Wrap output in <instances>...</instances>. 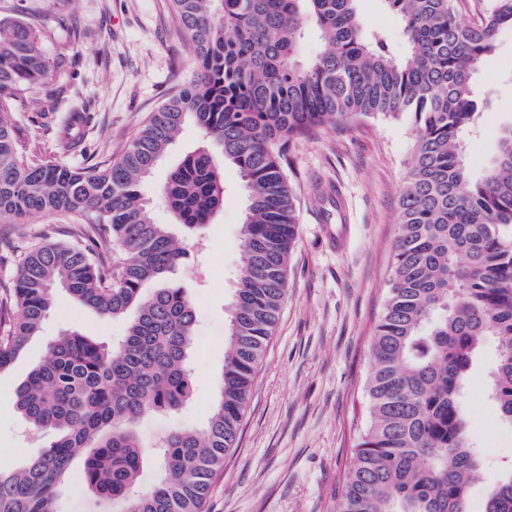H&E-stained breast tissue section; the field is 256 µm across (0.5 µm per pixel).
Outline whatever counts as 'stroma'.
Segmentation results:
<instances>
[{"label":"stroma","mask_w":512,"mask_h":512,"mask_svg":"<svg viewBox=\"0 0 512 512\" xmlns=\"http://www.w3.org/2000/svg\"><path fill=\"white\" fill-rule=\"evenodd\" d=\"M0 13L41 15L42 49L51 79L70 86L92 114L82 150L58 156L53 126L34 128L30 151L37 160L72 166L106 164L119 156L172 86L190 82L196 53L172 19L170 0H0ZM63 67H56L58 58ZM494 85L498 98L484 113L465 154L480 174L512 123V32L500 33L495 53L476 76ZM186 125L142 190L153 200V218L185 240L188 252L171 278L186 289L196 316L189 403L145 416L135 434L153 451L170 430L203 429L224 363V334L241 266L245 196L233 166L224 168L223 209L212 224L187 232L159 197L170 172L204 145ZM414 130L405 120L356 119L325 125L292 143L284 165L297 196L298 237L290 258L288 292L274 336L256 376L238 448L213 480L206 512H336L354 448L366 422L365 383L370 343L389 293L391 252L399 197L409 174ZM82 216L37 214L21 224L0 223V281L17 271V252L35 232L55 229L68 238ZM126 323L98 314L56 293L39 335L9 367L0 370V456L20 465L48 442L15 406L18 385L64 331L111 342ZM495 358L486 351L465 387L467 434L484 453L482 483L470 492L480 512L485 487L512 461V429L501 425L486 396V373ZM60 512H112L109 501L87 487L82 459H75Z\"/></svg>","instance_id":"1"}]
</instances>
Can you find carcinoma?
Returning <instances> with one entry per match:
<instances>
[{
	"instance_id": "cac0c4a2",
	"label": "carcinoma",
	"mask_w": 512,
	"mask_h": 512,
	"mask_svg": "<svg viewBox=\"0 0 512 512\" xmlns=\"http://www.w3.org/2000/svg\"><path fill=\"white\" fill-rule=\"evenodd\" d=\"M357 0H171L198 68L149 117L115 161L86 168L31 158L16 114L49 84L43 21L0 17V217L88 216L72 242H45L22 256L0 290V370L40 332L60 286L79 304L126 320L108 346L77 332L58 337L15 392L32 427L52 434L36 458L0 471V512H56L74 459L84 450L88 487L112 512H205L212 482L237 448L250 392L274 335L298 234L283 149L323 124L410 118L415 142L399 202L389 297L375 326L365 392L368 418L336 512H473L469 488L484 461L467 436L461 397L488 342L497 358L489 400L512 428V125L484 172L470 171L462 140L495 107L494 88L473 77L512 31V0H491L462 24L457 0H381L402 26L406 53L360 20ZM323 49L299 50L309 35ZM91 121L72 101L56 121L73 152ZM191 123L233 165L246 197L243 254L224 337V366L203 434L179 428L154 454L161 478L139 488L144 457L134 425L184 406L193 392L195 315L186 290L165 280L186 255L154 221L142 184ZM188 229L224 206V169L212 153H188L163 187ZM125 250L105 261L108 238ZM481 512H512V465Z\"/></svg>"
}]
</instances>
